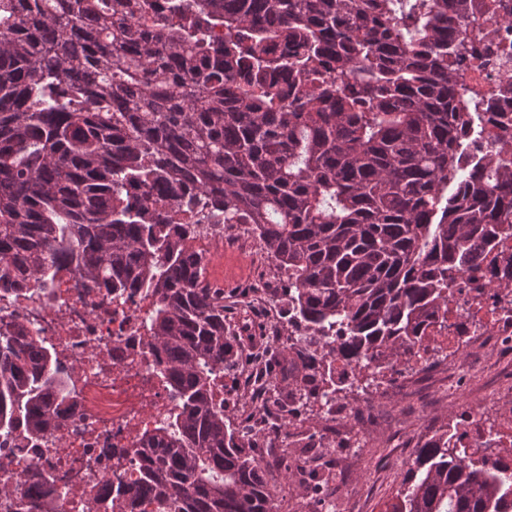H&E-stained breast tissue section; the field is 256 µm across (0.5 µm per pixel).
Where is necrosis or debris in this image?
<instances>
[{
	"label": "necrosis or debris",
	"mask_w": 512,
	"mask_h": 512,
	"mask_svg": "<svg viewBox=\"0 0 512 512\" xmlns=\"http://www.w3.org/2000/svg\"><path fill=\"white\" fill-rule=\"evenodd\" d=\"M512 0H471L465 43L456 74L462 94L471 100L477 118L468 140L475 155L494 153L512 159V134L484 110L512 81ZM512 256V229L503 233L495 254H479L473 269L463 273L450 290L446 327H431L427 340L460 348L512 344V292L501 289L512 280V267L500 255ZM153 299L145 291L129 290L113 300L108 289L81 288L74 278L57 280L51 290L22 294L0 291V319L16 335L34 336L65 351V364L76 387L62 403H53L38 446L0 436V478L15 480L26 473L23 492L0 495V512H28L30 501L43 489L40 476H51L64 493L60 512H112V497L127 487L140 461L134 448L176 407L159 358L148 347L141 326L148 321ZM278 337L248 343L249 366L240 382L260 403L245 431L265 433L286 410L270 403L273 393L264 369ZM455 437L463 448L495 441L497 460L512 466V416L488 401L484 414L465 417Z\"/></svg>",
	"instance_id": "necrosis-or-debris-1"
}]
</instances>
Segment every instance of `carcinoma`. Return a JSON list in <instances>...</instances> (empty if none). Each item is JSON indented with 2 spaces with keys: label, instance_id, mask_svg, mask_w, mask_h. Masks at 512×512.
Instances as JSON below:
<instances>
[{
  "label": "carcinoma",
  "instance_id": "cac0c4a2",
  "mask_svg": "<svg viewBox=\"0 0 512 512\" xmlns=\"http://www.w3.org/2000/svg\"><path fill=\"white\" fill-rule=\"evenodd\" d=\"M467 0H0V285L143 288L177 411L141 438L112 512H277L217 399L241 348L190 242L249 224L287 281L274 375L304 408L448 321L476 247L512 226V161L470 158L456 92ZM224 30L214 44L211 33ZM342 360L352 378L334 379ZM68 378L0 328V436L36 442ZM443 433L414 449L390 512H512V469ZM44 477L30 512H56Z\"/></svg>",
  "mask_w": 512,
  "mask_h": 512
}]
</instances>
